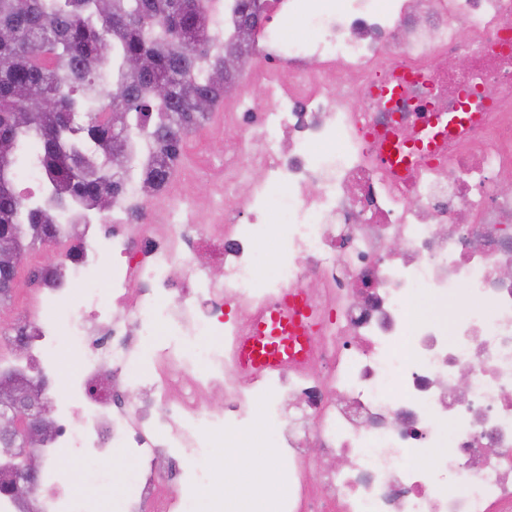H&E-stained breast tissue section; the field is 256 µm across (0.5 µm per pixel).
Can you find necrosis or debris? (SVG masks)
<instances>
[{
	"label": "necrosis or debris",
	"mask_w": 512,
	"mask_h": 512,
	"mask_svg": "<svg viewBox=\"0 0 512 512\" xmlns=\"http://www.w3.org/2000/svg\"><path fill=\"white\" fill-rule=\"evenodd\" d=\"M261 3L210 202L176 221L190 184L144 191V135L109 211L52 220L53 274L19 321L16 363L61 404L51 440L68 458L36 510L86 512L73 476L108 485L99 464L119 457L132 480L95 512H194L201 495L242 512L239 484L262 512H512V194L497 189L512 181V0ZM234 4L206 0L213 53ZM286 20L310 36L284 37ZM466 98L476 119L430 148ZM291 291L306 359L244 368L241 343ZM64 345L77 366L62 382ZM235 444L273 448L269 480L225 479ZM313 448L331 461L315 479Z\"/></svg>",
	"instance_id": "obj_1"
}]
</instances>
